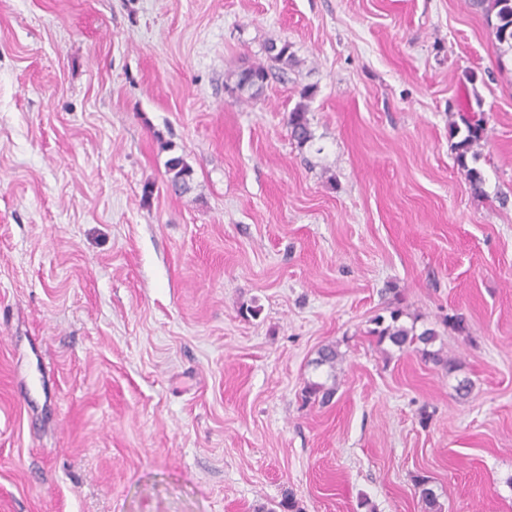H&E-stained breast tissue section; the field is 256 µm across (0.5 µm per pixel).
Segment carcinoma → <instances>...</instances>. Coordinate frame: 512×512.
Returning <instances> with one entry per match:
<instances>
[{
    "instance_id": "obj_1",
    "label": "carcinoma",
    "mask_w": 512,
    "mask_h": 512,
    "mask_svg": "<svg viewBox=\"0 0 512 512\" xmlns=\"http://www.w3.org/2000/svg\"><path fill=\"white\" fill-rule=\"evenodd\" d=\"M472 6L481 10L487 23L495 29L501 54L512 53V0H472ZM267 51L274 61L285 67L293 62V54L286 42L279 45L272 42L267 47ZM234 77L231 92L240 96L246 93L248 98L255 99L263 92L268 72L262 66H248L235 72ZM307 114V105L302 102L288 113L287 126L290 139L301 146L313 138ZM485 134L484 118L476 112H462L459 114V120L449 125V137L454 139L453 148L457 165L466 171L470 191L476 197L484 195V178L477 168L469 166V161H477V147L480 146ZM167 170L170 174L169 183L174 192L182 193L189 189L191 169L183 158L179 156L170 158L167 161ZM401 304V294L396 290L394 302L388 307L389 317L379 315L374 319L373 334L378 342L381 344L388 342L402 351L421 344L423 348L420 349V353L424 359L436 363L444 361L448 365V371H454V360L445 361L439 351L430 349L438 338L437 331L427 328L418 333L415 326L405 325L401 322L404 316ZM340 360L341 353L337 346L328 344L318 350L313 364L317 369L327 368V377L333 379L336 365ZM335 392V385L317 381L308 382L304 390L306 400L322 405L329 403Z\"/></svg>"
}]
</instances>
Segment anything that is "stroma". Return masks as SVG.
Segmentation results:
<instances>
[{
  "label": "stroma",
  "mask_w": 512,
  "mask_h": 512,
  "mask_svg": "<svg viewBox=\"0 0 512 512\" xmlns=\"http://www.w3.org/2000/svg\"><path fill=\"white\" fill-rule=\"evenodd\" d=\"M498 55L467 0H0V512H425L420 475L512 512ZM474 103L481 197L448 136ZM396 289L457 371L377 344ZM234 77L231 92L239 96L246 93L249 99H256L263 92L268 72L263 66H248L235 72ZM307 114V105L299 102L289 112L287 119L290 139L301 146L308 143L313 138V132ZM167 170L170 174L169 183L175 193H182L189 189L191 169L182 157H172L167 161Z\"/></svg>",
  "instance_id": "1"
}]
</instances>
